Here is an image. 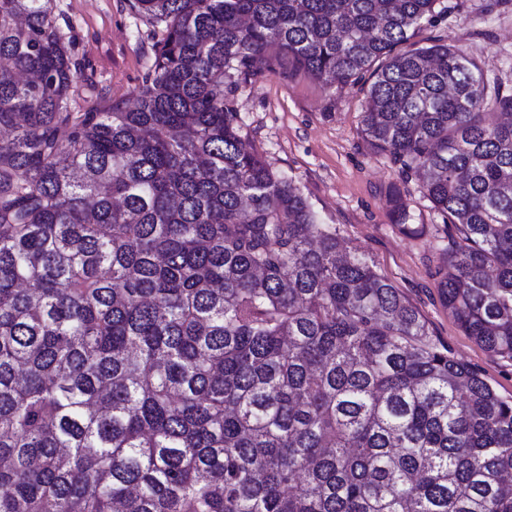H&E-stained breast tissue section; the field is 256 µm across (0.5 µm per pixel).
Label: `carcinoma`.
Returning <instances> with one entry per match:
<instances>
[{"label": "carcinoma", "mask_w": 512, "mask_h": 512, "mask_svg": "<svg viewBox=\"0 0 512 512\" xmlns=\"http://www.w3.org/2000/svg\"><path fill=\"white\" fill-rule=\"evenodd\" d=\"M131 107L76 112L52 0H0V512H512V400L241 136L263 57L367 80L458 231L448 314L512 358V94L444 0H127ZM388 196L406 235L409 210Z\"/></svg>", "instance_id": "1"}]
</instances>
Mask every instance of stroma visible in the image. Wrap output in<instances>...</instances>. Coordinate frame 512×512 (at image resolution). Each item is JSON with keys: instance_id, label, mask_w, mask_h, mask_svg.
Segmentation results:
<instances>
[{"instance_id": "stroma-1", "label": "stroma", "mask_w": 512, "mask_h": 512, "mask_svg": "<svg viewBox=\"0 0 512 512\" xmlns=\"http://www.w3.org/2000/svg\"><path fill=\"white\" fill-rule=\"evenodd\" d=\"M447 3V16L422 28L419 39L462 48L487 79L512 91V0ZM53 8L79 64V111L132 101L152 65L157 32L129 11L126 0H53ZM233 106L242 137L275 171L296 181L321 222L336 226L343 240L372 258L378 272L419 309L438 344L512 400V360L491 355L466 336L438 295L456 230L431 209L417 179L400 180L386 155L367 148L361 86L328 88L265 61L238 86ZM394 182L411 223L424 225L423 234L407 236L395 226L388 202Z\"/></svg>"}]
</instances>
